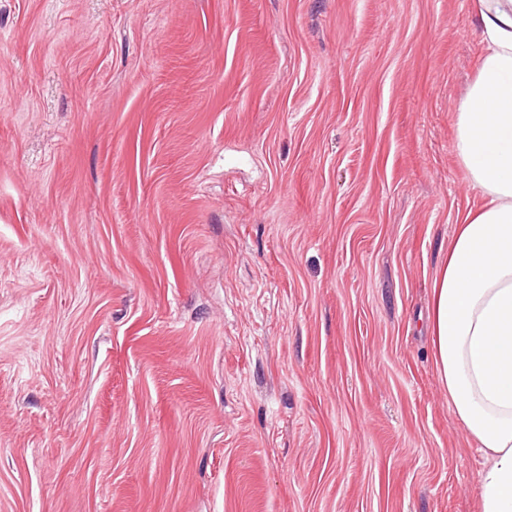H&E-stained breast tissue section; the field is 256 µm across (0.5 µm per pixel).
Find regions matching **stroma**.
Segmentation results:
<instances>
[{
	"mask_svg": "<svg viewBox=\"0 0 512 512\" xmlns=\"http://www.w3.org/2000/svg\"><path fill=\"white\" fill-rule=\"evenodd\" d=\"M482 50L472 0H0V512H479L429 313Z\"/></svg>",
	"mask_w": 512,
	"mask_h": 512,
	"instance_id": "1",
	"label": "stroma"
}]
</instances>
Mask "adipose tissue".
Here are the masks:
<instances>
[{
  "label": "adipose tissue",
  "mask_w": 512,
  "mask_h": 512,
  "mask_svg": "<svg viewBox=\"0 0 512 512\" xmlns=\"http://www.w3.org/2000/svg\"><path fill=\"white\" fill-rule=\"evenodd\" d=\"M486 50L455 114V148L486 200L456 228L434 283V362L487 457L481 512H512V0H474Z\"/></svg>",
  "instance_id": "1"
}]
</instances>
